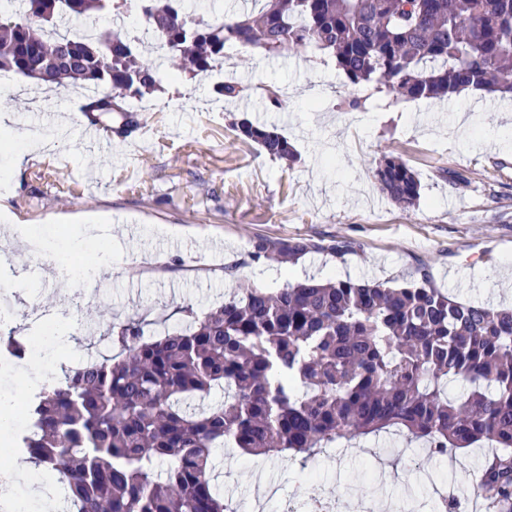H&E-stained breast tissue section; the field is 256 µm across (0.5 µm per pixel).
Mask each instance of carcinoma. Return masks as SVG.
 <instances>
[{"label":"carcinoma","instance_id":"cac0c4a2","mask_svg":"<svg viewBox=\"0 0 512 512\" xmlns=\"http://www.w3.org/2000/svg\"><path fill=\"white\" fill-rule=\"evenodd\" d=\"M145 29L68 31L60 20L113 18L128 0H25L0 20V73L35 82L81 83L87 104L161 89L160 62L201 78L227 49L267 54L310 47L331 53L353 85L376 83L408 99L443 100L470 85L512 96V0H262L257 11L196 18L185 0H137ZM219 99L245 88L221 81ZM237 137L293 163L274 127L241 119ZM378 189L404 209L421 185L401 159L375 170ZM312 245L260 239L254 258L283 262ZM182 330L145 335L135 319L110 327L122 358L62 370L41 390L21 437L29 462L62 484L72 512H227L213 455L307 461L351 437L392 426L432 455L490 442L474 474L486 512H512V307L466 303L427 274L407 286L351 279L237 288ZM467 390L456 398L448 381ZM215 390L224 401L207 404ZM168 467L156 471V463Z\"/></svg>","mask_w":512,"mask_h":512}]
</instances>
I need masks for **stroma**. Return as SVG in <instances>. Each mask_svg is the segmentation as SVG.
<instances>
[{
    "label": "stroma",
    "instance_id": "35a3bbf8",
    "mask_svg": "<svg viewBox=\"0 0 512 512\" xmlns=\"http://www.w3.org/2000/svg\"><path fill=\"white\" fill-rule=\"evenodd\" d=\"M224 77L243 86L241 98L220 101L212 82L167 78L153 110L136 112L137 130L103 132L99 145L78 127L59 132V118L80 108V93L59 87L41 99L22 77L0 93L15 128L50 145L44 159L19 169L11 148L0 147V172L10 176L5 206L56 237L72 231L67 216L104 213L100 242L112 247V269L92 297L74 298L72 286L43 276L28 254L0 264V282L10 284L0 290V326L31 342L23 364L0 352V396L16 419L13 432L0 433V467L18 453L40 374L76 357L118 355L113 322L138 318L149 333L182 329L188 320L176 305L204 313L238 286L273 289L308 276L405 286L421 268L460 300L512 304L511 99L399 98L372 83L350 85L315 49L268 57L237 48ZM266 85L285 91L281 107L265 99ZM243 118L286 136L297 162L237 141L233 125ZM387 153L419 178L416 207L400 208L379 192L374 172ZM259 238L305 239L314 248L278 265L253 259ZM340 239L354 244L341 257L327 249ZM62 319L72 324L64 343L52 336ZM488 453L438 457L390 429L324 449L304 469L221 448L214 475L225 498L246 502L249 512H281L295 495L322 499L334 512H431L443 490L476 512L471 476Z\"/></svg>",
    "mask_w": 512,
    "mask_h": 512
}]
</instances>
